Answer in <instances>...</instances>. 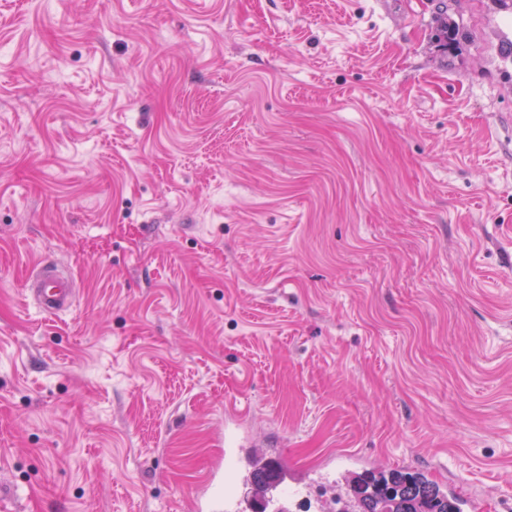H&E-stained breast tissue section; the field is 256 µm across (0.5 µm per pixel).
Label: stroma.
I'll use <instances>...</instances> for the list:
<instances>
[{
  "instance_id": "obj_1",
  "label": "stroma",
  "mask_w": 512,
  "mask_h": 512,
  "mask_svg": "<svg viewBox=\"0 0 512 512\" xmlns=\"http://www.w3.org/2000/svg\"><path fill=\"white\" fill-rule=\"evenodd\" d=\"M445 2L0 0V512H195L228 428L512 512V0ZM28 283L31 302L44 314L56 315L74 304L76 289L72 280L47 263L33 266Z\"/></svg>"
}]
</instances>
